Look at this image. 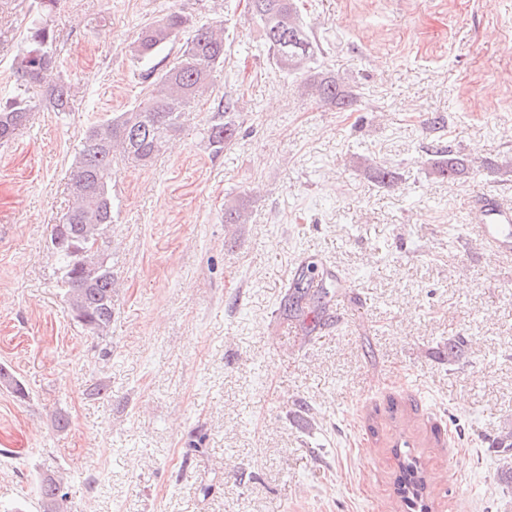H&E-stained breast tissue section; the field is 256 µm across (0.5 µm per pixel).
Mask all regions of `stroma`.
<instances>
[{
  "instance_id": "35a3bbf8",
  "label": "stroma",
  "mask_w": 512,
  "mask_h": 512,
  "mask_svg": "<svg viewBox=\"0 0 512 512\" xmlns=\"http://www.w3.org/2000/svg\"><path fill=\"white\" fill-rule=\"evenodd\" d=\"M36 6L0 0V101L63 79L71 100L0 143V364L28 391L0 386V508L40 512L53 473L65 512H407L409 454L431 512H512L493 446L512 429V257L466 227L477 192L512 203V177L490 170L512 158V0H304L328 67L362 94L352 112L274 67L248 0H61V65L26 83L13 63ZM172 10L222 22L224 64L162 154L116 163L119 290L92 338L57 286L50 230L86 128L148 91L129 44ZM224 97L239 136L216 155L202 129ZM434 139L470 173L436 178ZM379 161L396 185L375 184ZM228 201L247 223H225ZM305 260L361 300L308 338L283 311ZM398 491L410 508H423L426 480L416 459L406 455L400 464Z\"/></svg>"
}]
</instances>
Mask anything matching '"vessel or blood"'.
I'll use <instances>...</instances> for the list:
<instances>
[{"mask_svg": "<svg viewBox=\"0 0 512 512\" xmlns=\"http://www.w3.org/2000/svg\"><path fill=\"white\" fill-rule=\"evenodd\" d=\"M469 221V231L495 255H512V205L504 203L496 192L486 190L479 194Z\"/></svg>", "mask_w": 512, "mask_h": 512, "instance_id": "b4317fda", "label": "vessel or blood"}]
</instances>
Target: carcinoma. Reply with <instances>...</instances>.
I'll return each instance as SVG.
<instances>
[{"mask_svg": "<svg viewBox=\"0 0 512 512\" xmlns=\"http://www.w3.org/2000/svg\"><path fill=\"white\" fill-rule=\"evenodd\" d=\"M59 0H39L40 9L29 21L25 44L15 57L16 72L27 82H37L42 73L56 63L54 30L44 16L57 8ZM253 19L260 26L274 65L291 76L315 72L314 79H304L320 101L351 112L359 102V94L345 84L344 78L325 65L324 49L312 38L301 21L297 0H251ZM180 48L162 69L149 68L150 80L145 97L124 112H114L88 127L82 148L72 164L67 190L70 198L63 215L67 230L62 235L50 234L52 250L60 260L57 286L69 306L73 318L90 336L108 335L114 307L112 298L117 280L104 250H91L88 241L106 243V233L115 218L112 200V172L116 157L140 166L150 164L160 155L167 142L176 136L185 111L196 101L213 93L211 71L224 63V29L201 24L191 25L181 13L172 11L144 27L130 46L138 60L149 61L175 44ZM71 86L65 82L53 88L48 104L55 112L67 111ZM35 108L23 99L0 103V141L11 139L26 125ZM235 110V103L220 104L204 128L207 145L219 152L237 134L233 121L224 115ZM436 159L432 174L454 182L470 168L471 161L451 149L432 147ZM374 180L380 187L397 183L398 173L387 163H375ZM246 222L245 208L230 203L224 208V223ZM318 267L295 274L288 289L285 310L302 324L317 325L330 309L336 289L311 288L307 277ZM0 385L20 398H26L23 382L6 365H0ZM398 491L413 509L423 507L426 480L416 459L406 456L400 464ZM36 492L41 505L51 512H64L66 499L61 482L51 476L42 477Z\"/></svg>", "mask_w": 512, "mask_h": 512, "instance_id": "carcinoma-1", "label": "carcinoma"}]
</instances>
